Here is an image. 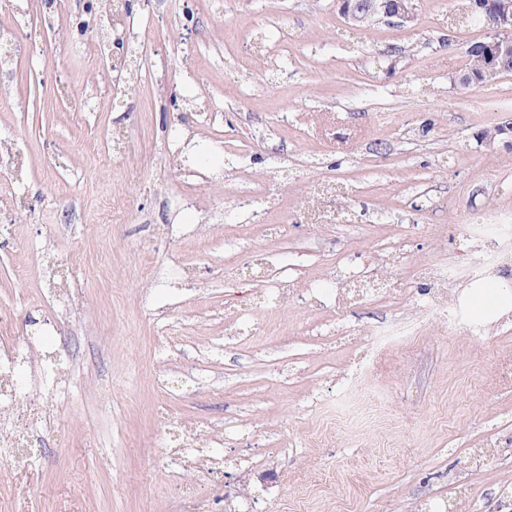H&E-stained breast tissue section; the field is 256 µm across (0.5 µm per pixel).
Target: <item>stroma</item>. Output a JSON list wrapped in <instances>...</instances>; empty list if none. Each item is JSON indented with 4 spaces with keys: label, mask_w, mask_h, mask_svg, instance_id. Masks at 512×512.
<instances>
[{
    "label": "stroma",
    "mask_w": 512,
    "mask_h": 512,
    "mask_svg": "<svg viewBox=\"0 0 512 512\" xmlns=\"http://www.w3.org/2000/svg\"><path fill=\"white\" fill-rule=\"evenodd\" d=\"M86 3L0 0V31L23 49L0 81L15 149L0 158V330L56 374L63 259L81 323L77 368L35 396L40 439L0 459V512H183L174 470L209 512H495L470 451L497 441L492 466L512 481V320L481 338L423 322L372 344L414 315L424 264L467 267L492 248L469 226L512 211V139H476L512 119V74L459 85L489 34L459 22L465 0H416L415 24L367 27L336 0H136V98L103 73L99 32H72ZM256 124L281 135L252 146ZM195 166L206 178L183 196ZM326 178L337 222L295 227ZM242 192L255 212L211 222ZM230 237L329 289L338 256L368 269L395 246L388 296L268 309ZM236 317L257 342L226 340ZM359 384L371 425L349 430L330 411Z\"/></svg>",
    "instance_id": "stroma-1"
}]
</instances>
